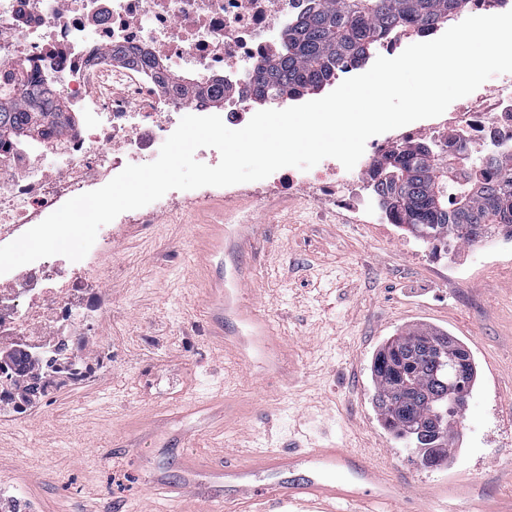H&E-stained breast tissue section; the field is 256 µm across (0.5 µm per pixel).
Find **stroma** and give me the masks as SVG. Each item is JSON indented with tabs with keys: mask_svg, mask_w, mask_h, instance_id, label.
Segmentation results:
<instances>
[{
	"mask_svg": "<svg viewBox=\"0 0 512 512\" xmlns=\"http://www.w3.org/2000/svg\"><path fill=\"white\" fill-rule=\"evenodd\" d=\"M213 201L130 224L101 257L102 318L86 352L112 368L60 389L22 425L0 423V477L40 512H157L186 481L185 451L220 460L256 448L336 444L370 452L401 494L458 482L492 512L512 507V244L492 237L434 259L395 224H342L303 195L234 206L252 244L217 271L240 273L288 345L290 385L209 335L198 248ZM470 282H449V266ZM424 327L459 339L478 371L448 464L422 466L372 396L371 359L391 336ZM224 403L179 415L184 401Z\"/></svg>",
	"mask_w": 512,
	"mask_h": 512,
	"instance_id": "obj_1",
	"label": "stroma"
}]
</instances>
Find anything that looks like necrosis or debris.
Listing matches in <instances>:
<instances>
[{
  "mask_svg": "<svg viewBox=\"0 0 512 512\" xmlns=\"http://www.w3.org/2000/svg\"><path fill=\"white\" fill-rule=\"evenodd\" d=\"M309 0H0V80L37 75L78 118L49 140L0 148V243H10L69 199L103 187L126 165L152 162L184 114H212L208 101L185 103L157 82L153 69L113 59L118 48L151 54L194 74L224 81L227 125L252 118V72L277 54L276 39ZM431 140L449 154L505 157L512 150V73L488 95H469L429 123H411L368 143L350 173L333 158L319 168H282L265 179L225 187L227 197L266 198L307 190L357 223L389 224L375 192L376 160L399 145ZM56 147L57 168L44 164ZM91 257L51 256L0 275V420L25 423L35 403L24 392L15 351L31 371L74 387L109 364L89 360L84 326L105 301Z\"/></svg>",
  "mask_w": 512,
  "mask_h": 512,
  "instance_id": "1",
  "label": "necrosis or debris"
}]
</instances>
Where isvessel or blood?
<instances>
[{
    "label": "vessel or blood",
    "instance_id": "b4317fda",
    "mask_svg": "<svg viewBox=\"0 0 512 512\" xmlns=\"http://www.w3.org/2000/svg\"><path fill=\"white\" fill-rule=\"evenodd\" d=\"M230 237L229 225H210L204 269L223 257ZM205 286L208 316H228L237 325L236 335L224 336V344L242 360L249 352H257L270 376L283 377L286 357L281 339L251 291L239 281L209 279ZM184 470L188 477L220 478L234 488L235 497H218L212 512H280L287 504L301 512H338L342 505L348 512H376V505L393 507L398 502L395 482L354 448L255 449L231 462L190 451L184 456ZM428 495L433 512H439L448 500L462 498L464 489L448 482L429 488Z\"/></svg>",
    "mask_w": 512,
    "mask_h": 512
}]
</instances>
